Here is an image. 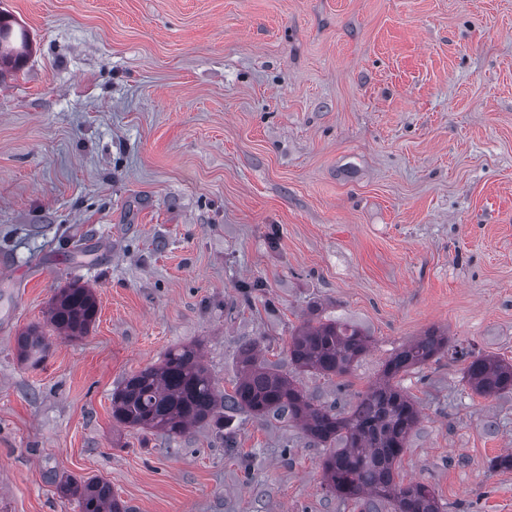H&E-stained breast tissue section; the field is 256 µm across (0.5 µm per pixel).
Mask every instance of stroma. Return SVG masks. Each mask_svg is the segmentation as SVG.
<instances>
[{
    "label": "stroma",
    "mask_w": 512,
    "mask_h": 512,
    "mask_svg": "<svg viewBox=\"0 0 512 512\" xmlns=\"http://www.w3.org/2000/svg\"><path fill=\"white\" fill-rule=\"evenodd\" d=\"M29 34L0 79V512H79L99 477L132 512H361L326 448L279 418L176 440L111 398L175 346L229 393L259 344L346 407L429 330L512 361V0H0ZM93 288L86 336L46 327ZM319 318L372 344L345 377L295 370ZM465 361L401 375L420 421L397 472L445 512H512V393ZM98 304L92 288L77 284L60 288L48 311L53 332L68 339L84 336L95 322ZM20 357L32 365L38 364L47 349L46 334L38 327L29 328L17 338Z\"/></svg>",
    "instance_id": "35a3bbf8"
}]
</instances>
